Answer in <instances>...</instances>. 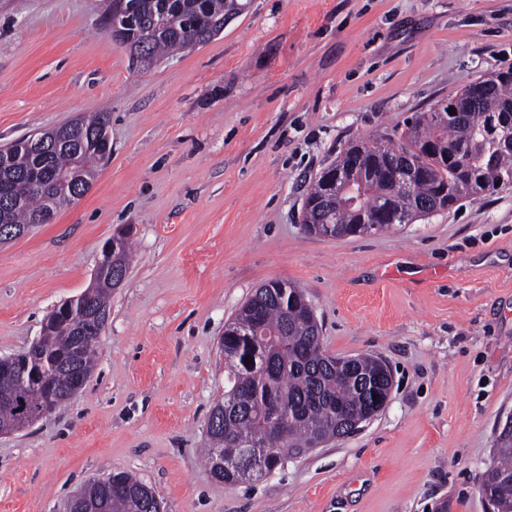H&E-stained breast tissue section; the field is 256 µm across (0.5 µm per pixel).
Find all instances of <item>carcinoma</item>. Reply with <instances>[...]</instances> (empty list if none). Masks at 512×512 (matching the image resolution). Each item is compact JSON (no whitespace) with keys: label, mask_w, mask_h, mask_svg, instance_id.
<instances>
[{"label":"carcinoma","mask_w":512,"mask_h":512,"mask_svg":"<svg viewBox=\"0 0 512 512\" xmlns=\"http://www.w3.org/2000/svg\"><path fill=\"white\" fill-rule=\"evenodd\" d=\"M237 9L236 0H125V11L136 23L132 38L152 60L160 54L191 49L194 39L207 42L211 25ZM456 109L448 116V107ZM512 113V67L481 75L425 112L405 123L400 143L388 144L369 138L350 145L334 161L351 169L349 182L328 195L323 176L310 186L302 223L321 226L337 237L363 236L391 229L402 215L413 219L450 210L463 199L476 200L496 189V183L512 182V149L503 144L499 119ZM108 113L82 116L84 142L80 154L56 153V169L93 183L110 141L103 130ZM414 167L410 193L395 188L394 175L402 167ZM42 160L24 147L13 159L0 163V186L15 200L0 214V225L27 227L52 197L57 210L73 201L68 191L46 189L39 183ZM113 283L110 272L101 274L90 302L96 309H109ZM224 325V356H235L227 376L228 389L213 410L223 418L209 433L205 460L214 466V449H224L229 458L239 452L237 440L250 450L270 447V419L279 411L287 416L286 447L310 448L341 435L344 425L364 419L386 395V367L371 356L350 359L328 354L321 342V329L302 291L283 281H270ZM80 365L95 367L99 336L86 320ZM74 326L51 328L46 344L54 354L70 350ZM57 405L68 402L70 373L52 369ZM480 489L493 499L498 512H512V436L496 438V454L480 478ZM157 503L146 485L124 473V489L97 488L90 493V512H156Z\"/></svg>","instance_id":"1"}]
</instances>
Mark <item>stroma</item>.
<instances>
[{
	"mask_svg": "<svg viewBox=\"0 0 512 512\" xmlns=\"http://www.w3.org/2000/svg\"><path fill=\"white\" fill-rule=\"evenodd\" d=\"M216 37L146 70L107 0H0V146L107 108L112 157L52 223L0 245V356L83 293L131 227L94 372L0 435V512H57L133 473L167 512H488L512 414V182L386 232H305L307 188L349 143L512 65V0H243ZM272 280L302 289L337 357L392 375L359 431L235 485L202 460L224 324Z\"/></svg>",
	"mask_w": 512,
	"mask_h": 512,
	"instance_id": "stroma-1",
	"label": "stroma"
}]
</instances>
